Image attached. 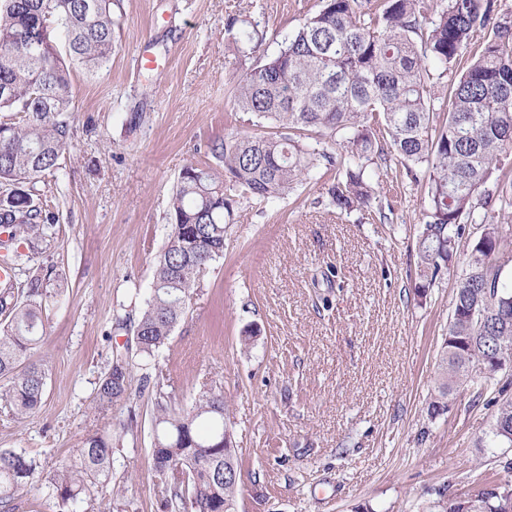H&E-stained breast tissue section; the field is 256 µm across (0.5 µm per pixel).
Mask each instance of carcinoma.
Wrapping results in <instances>:
<instances>
[{
	"mask_svg": "<svg viewBox=\"0 0 512 512\" xmlns=\"http://www.w3.org/2000/svg\"><path fill=\"white\" fill-rule=\"evenodd\" d=\"M117 0H0V227L10 241L46 240L52 215L33 192L57 171L70 138V69L100 75L112 53ZM227 21L224 32L244 56L259 51L256 29ZM67 48L62 55L54 36ZM446 79L442 94L432 78ZM234 103L263 133L226 136L209 151L223 163L185 166L170 200V231L157 256L152 293L137 321L112 328L133 345L111 351L95 387L101 410L130 396L132 359L150 365L184 318L200 275L224 255L239 199L268 203L325 168L327 206L338 213L369 204L367 166L396 155L406 176L424 183L429 206L416 237L417 293L425 295L465 242L448 336L438 354L430 416L467 382L495 387L487 433L512 447V382L497 379L512 358V281L502 226L512 222V13L494 0H323L321 9L278 52L240 75ZM480 234L464 238L466 226ZM53 268L19 288L0 284V404L27 416L41 403L46 370L30 361L42 338L43 288ZM484 364L486 372L476 371ZM152 466L164 512H237L240 480L224 478V391L203 387L191 406L168 409L156 383ZM112 437L84 439L78 458L47 472L23 449L0 448V512L39 487L49 512L78 506L112 484ZM489 493L472 509L458 497L446 512H497Z\"/></svg>",
	"mask_w": 512,
	"mask_h": 512,
	"instance_id": "1",
	"label": "carcinoma"
}]
</instances>
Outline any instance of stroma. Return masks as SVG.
Masks as SVG:
<instances>
[{
	"instance_id": "1",
	"label": "stroma",
	"mask_w": 512,
	"mask_h": 512,
	"mask_svg": "<svg viewBox=\"0 0 512 512\" xmlns=\"http://www.w3.org/2000/svg\"><path fill=\"white\" fill-rule=\"evenodd\" d=\"M321 6L121 0L109 71H71L69 145L33 195L57 222L27 269L53 271L54 300L32 354L46 369L45 392L28 416L0 412V448L27 449L50 470L87 436L111 435L114 479L125 489L99 491L87 512H162L153 396L102 411L92 399L112 346L127 340L110 331L116 310L138 318L151 293L181 169L213 164L211 140L255 130L233 89L257 59L236 53L224 25L257 22L270 56ZM142 48L157 69L137 67ZM367 173L376 199L348 213L325 208L319 178L268 204L241 200L223 258L201 276L152 363L175 405L205 382L223 390L241 466L238 512H439L442 495L512 459V448L478 447L494 409L475 388L429 416L463 263L419 296L425 190L393 155ZM386 203L394 211L384 218ZM249 327L256 335L245 349Z\"/></svg>"
}]
</instances>
